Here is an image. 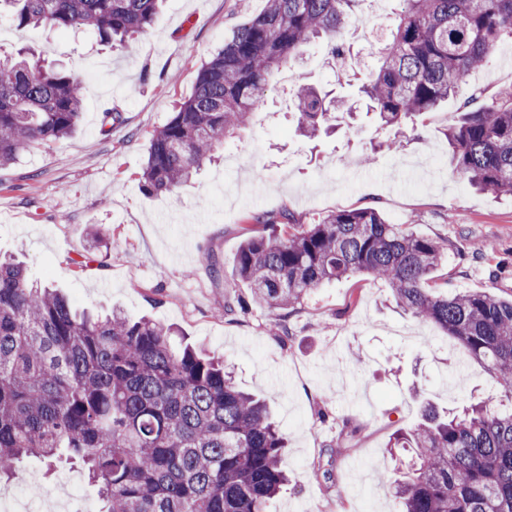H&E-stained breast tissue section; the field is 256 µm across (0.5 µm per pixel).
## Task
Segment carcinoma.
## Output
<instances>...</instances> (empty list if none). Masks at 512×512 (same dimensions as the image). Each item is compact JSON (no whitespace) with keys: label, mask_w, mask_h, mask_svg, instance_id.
Here are the masks:
<instances>
[{"label":"carcinoma","mask_w":512,"mask_h":512,"mask_svg":"<svg viewBox=\"0 0 512 512\" xmlns=\"http://www.w3.org/2000/svg\"><path fill=\"white\" fill-rule=\"evenodd\" d=\"M160 0H0L21 29L86 28L124 45L145 34ZM361 0H267L200 67L192 95L149 141L143 187L171 192L210 161L224 138L266 105L274 75L321 39L345 64L344 30ZM396 27L359 88L385 127H401L455 95L507 39L512 0H400ZM298 124L310 137L351 113L347 102L298 82ZM74 77L0 56V166L33 144L72 134L82 117ZM468 184L512 197V85L466 104L446 132ZM444 245L391 224L374 208L247 237L231 274L288 334L294 306L318 285L357 274L385 282L397 304L462 344L509 403H470L398 431L410 457L392 482L401 512H512V298L450 296L430 287ZM287 440L265 401L240 391L224 362L179 346L171 327L120 311L78 313L26 268L0 259V480L23 479L25 458L78 464L98 486L100 512H269L288 482Z\"/></svg>","instance_id":"1"}]
</instances>
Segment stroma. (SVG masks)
Masks as SVG:
<instances>
[{
  "label": "stroma",
  "instance_id": "obj_1",
  "mask_svg": "<svg viewBox=\"0 0 512 512\" xmlns=\"http://www.w3.org/2000/svg\"><path fill=\"white\" fill-rule=\"evenodd\" d=\"M266 0H164L145 37L124 49L89 30L17 28L0 19V55L31 48L42 64L83 84V115L68 138L23 150L0 168V255L59 288L80 310L112 308L175 326L187 343L224 360L239 389L266 398L288 439V484L271 512H399L387 483L386 444L416 425L425 403L455 409L494 402L501 391L483 365L435 326L406 314L387 284L362 276L307 294L271 331L274 314L251 304L235 320L219 308L245 298L231 275L239 245L289 213L296 226L373 207L443 242L436 288H494L512 296V201L468 186L448 158L444 130L456 99L401 132L380 126L357 94L375 59L357 39L344 68L323 42L302 50L292 70L349 100L354 118L307 139L298 129L292 84L273 82L268 108L227 137L214 162L189 183L146 193L142 173L153 133L191 95L201 64ZM119 114L102 129L104 113ZM398 136L397 152L365 156ZM109 243L96 242V229ZM91 254L80 266L82 254ZM361 430L345 436V422ZM370 494L341 495L355 471Z\"/></svg>",
  "mask_w": 512,
  "mask_h": 512
}]
</instances>
